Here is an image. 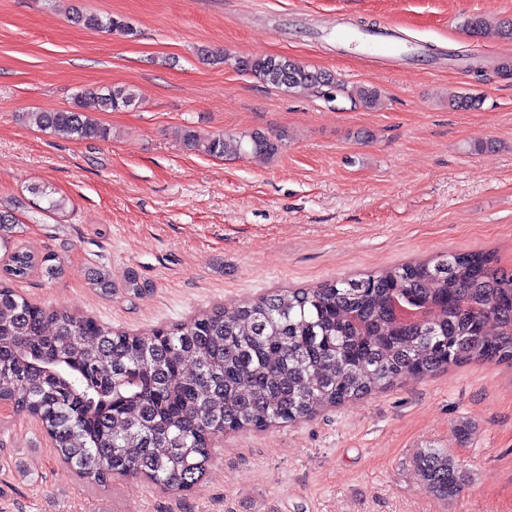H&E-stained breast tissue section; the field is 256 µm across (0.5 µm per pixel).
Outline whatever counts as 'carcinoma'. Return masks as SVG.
<instances>
[{
  "label": "carcinoma",
  "instance_id": "cac0c4a2",
  "mask_svg": "<svg viewBox=\"0 0 512 512\" xmlns=\"http://www.w3.org/2000/svg\"><path fill=\"white\" fill-rule=\"evenodd\" d=\"M85 28L124 36L121 19L81 14ZM245 72L286 92L339 88L334 75L278 55L248 60ZM100 110L134 104L128 88L94 94ZM353 98L376 108L380 92ZM472 94L448 97L470 110ZM37 127L71 140H104L107 128L85 111L29 112ZM188 151L215 157L246 151L273 157L280 140L263 132L202 136L187 127ZM44 211L61 214L63 198L45 189ZM19 220L0 208V401L38 420L60 458L80 479L103 485L114 475L144 476L188 491L204 478L216 436L310 417L367 396L407 375H428L470 361L512 364V271L487 252L450 253L388 267L317 288L285 289L231 307H214L145 334L114 330L89 316L34 304L14 283L48 262L11 244ZM423 486L451 499L465 475L448 453L419 454Z\"/></svg>",
  "mask_w": 512,
  "mask_h": 512
}]
</instances>
